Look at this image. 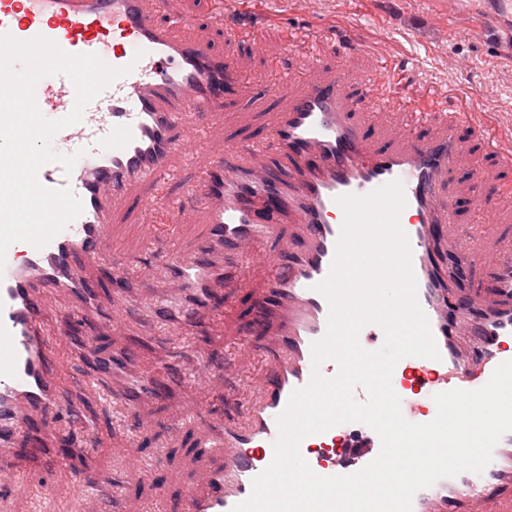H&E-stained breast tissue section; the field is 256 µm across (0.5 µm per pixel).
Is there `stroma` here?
I'll list each match as a JSON object with an SVG mask.
<instances>
[{
	"mask_svg": "<svg viewBox=\"0 0 512 512\" xmlns=\"http://www.w3.org/2000/svg\"><path fill=\"white\" fill-rule=\"evenodd\" d=\"M441 0H317L308 7L306 0H258L252 5L250 21L264 34L265 53L251 55L244 46L224 36L220 15L224 10L218 0H173L176 12L190 18L192 34L213 39L243 72L244 92L264 91L288 76L298 81L324 77L343 53L341 40L335 31L346 37L369 43L375 54L358 59L350 73L351 83H358L361 74L373 69L378 56L388 57L402 65L410 85L425 95L446 100L448 106L464 105L474 110L477 123L486 125L485 138H477L471 127H459L461 138L468 140L469 150L458 163V183L454 203L461 220H473L470 187L480 175L512 185V166H502L496 155L486 147L487 139L512 129V43L496 20H487L475 35L446 36L448 27L440 8ZM294 33L306 41H314L322 53V64H315L301 51L288 52L284 45L286 33ZM473 57L483 65L470 72L449 69L447 54ZM276 121L275 110L258 112L246 104L218 113L211 129L208 148L223 151L226 141L241 140L262 133ZM151 196L148 187H139L133 196L117 207L113 236L120 252H135L141 248L143 228L152 219L146 201ZM252 288L262 287L261 267L251 273ZM232 292L237 302L236 314L225 324L217 345L231 342L243 335L250 325L251 290ZM97 430L92 437L93 465L104 477H111L116 465L124 460L146 457L152 461L150 472H128L122 492L129 512L156 510L162 503L174 500L186 492L203 469V459L190 454L193 445L203 441L207 427L195 421L179 432L167 427L169 404L162 399L143 403L138 418L132 419L126 430L114 428L111 409L87 399ZM77 469L63 464L53 473L32 477L28 486L38 493L53 495V512H72L69 485Z\"/></svg>",
	"mask_w": 512,
	"mask_h": 512,
	"instance_id": "obj_1",
	"label": "stroma"
}]
</instances>
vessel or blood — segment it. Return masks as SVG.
<instances>
[{"label":"vessel or blood","instance_id":"1","mask_svg":"<svg viewBox=\"0 0 512 512\" xmlns=\"http://www.w3.org/2000/svg\"><path fill=\"white\" fill-rule=\"evenodd\" d=\"M445 8L449 24L484 22L481 0H447ZM186 24L169 0H0V34L23 41L42 36L66 53L96 54L127 70L87 105L80 123L53 137L55 152L78 154L72 171L50 162L38 172L43 186L70 188L82 213L42 248L13 243L0 269V482L16 487L56 465L63 435L49 422L64 412L85 424L80 393L95 392L121 420L147 394L161 392L171 399L169 429L200 419L209 428L204 470L164 512H232L272 462L277 418L292 392L309 382L312 345L327 330L329 305L317 286L330 271L345 220L338 199L394 181L404 188L399 223L409 239L418 302L440 354L436 360L407 356L395 366L391 384L404 418L431 422L436 394L479 389L500 363L512 360V237L492 247L485 242L483 216L496 187L477 181L475 223H460L454 206L453 180L466 151L458 129L468 113L443 115L436 136L418 135L410 123L400 144H379L366 135L364 113L385 98L408 106L417 99L389 69L367 74L359 93H351L346 56L303 91L290 79L277 85L276 124L215 155L203 151L201 141L211 114L240 98L241 77L213 40L181 34ZM224 34L264 50L258 33L242 30L229 12ZM75 96L63 74L42 78L35 88L40 112L52 121L71 112ZM177 154L194 160L196 182L186 199L169 202ZM145 184L157 199V221L145 231L151 239L176 236L194 211H204L207 220L192 253L158 260L177 292L134 305L131 297L147 280L137 260L106 244L114 203ZM285 213L287 227L279 222ZM255 264L266 268L267 283L251 297L254 341L223 358L197 356L193 386L178 385L163 367L131 388L116 387L108 365L90 367L75 385L58 381V347L68 342L77 355L92 357L90 328L104 303L112 305L116 328L143 327V340L159 325L192 340L223 327L234 310L225 291L241 287ZM98 271L114 281L111 300L99 293ZM53 294L68 296V315L81 324L77 337L66 338L48 323L46 299ZM258 357L264 375L243 389L234 375ZM190 388L222 396L224 417H205L185 401ZM380 448L369 426L342 423L304 438L300 452L314 473L329 477L358 472ZM70 496L75 512H85L90 496L97 512H124L116 480L89 467ZM412 512H512V432L494 447L482 473L439 479L415 495Z\"/></svg>","mask_w":512,"mask_h":512}]
</instances>
